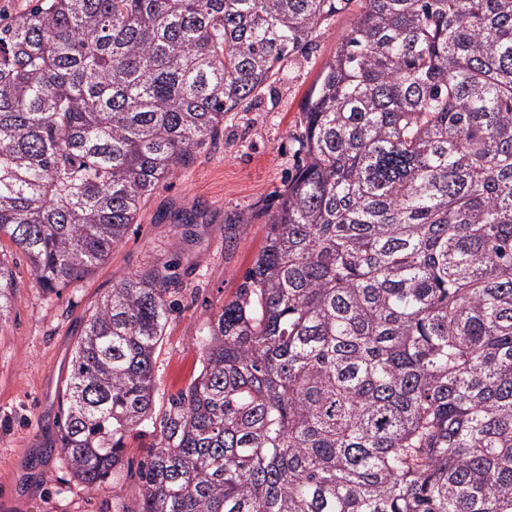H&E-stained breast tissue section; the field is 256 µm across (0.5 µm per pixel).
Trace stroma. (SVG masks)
I'll return each instance as SVG.
<instances>
[{"instance_id": "35a3bbf8", "label": "stroma", "mask_w": 512, "mask_h": 512, "mask_svg": "<svg viewBox=\"0 0 512 512\" xmlns=\"http://www.w3.org/2000/svg\"><path fill=\"white\" fill-rule=\"evenodd\" d=\"M357 11L351 0L328 16L312 50L282 61L250 104L228 113L217 144L158 183L122 243L87 278L47 294L27 259L5 245L17 290L10 318L0 324V512H125L137 486L130 467L145 459L154 434L129 439V469L92 491L71 481L63 457L48 450L57 441L53 420L78 325L123 279L164 270L177 304L155 355L156 409L187 386L201 366L200 330L263 246L265 223L302 158L305 103ZM190 210L194 225L175 224L176 215Z\"/></svg>"}]
</instances>
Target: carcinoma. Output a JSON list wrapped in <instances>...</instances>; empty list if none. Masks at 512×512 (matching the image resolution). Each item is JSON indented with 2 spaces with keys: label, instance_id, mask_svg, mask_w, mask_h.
Instances as JSON below:
<instances>
[{
  "label": "carcinoma",
  "instance_id": "obj_1",
  "mask_svg": "<svg viewBox=\"0 0 512 512\" xmlns=\"http://www.w3.org/2000/svg\"><path fill=\"white\" fill-rule=\"evenodd\" d=\"M349 0H32L0 22V237L48 294ZM302 165L155 415L156 269L85 315L59 448L129 512H512V0H356ZM15 299L0 258V324Z\"/></svg>",
  "mask_w": 512,
  "mask_h": 512
}]
</instances>
